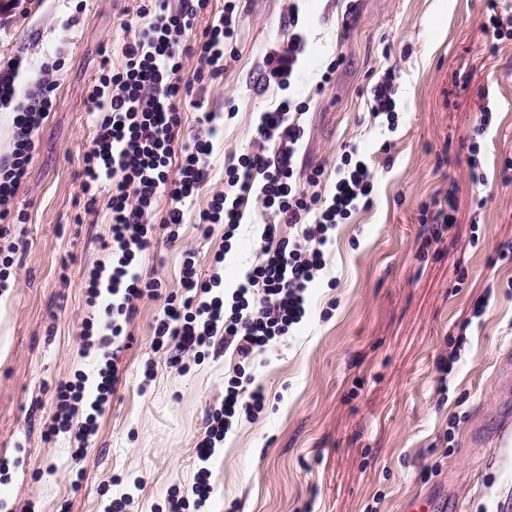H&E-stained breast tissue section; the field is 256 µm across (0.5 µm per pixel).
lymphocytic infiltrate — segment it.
<instances>
[{
	"mask_svg": "<svg viewBox=\"0 0 512 512\" xmlns=\"http://www.w3.org/2000/svg\"><path fill=\"white\" fill-rule=\"evenodd\" d=\"M206 4L207 0H180L173 8L169 0H152L150 22L136 29L123 48V69L102 70L89 101L104 117L84 153L80 183L81 193L91 198L101 188L110 191L112 266L92 270L88 280L90 302L102 297L107 300L97 346L106 348L116 343L136 311V301L161 298L165 306L154 328L155 346L164 348L167 339H174L176 352L169 362L184 373L217 343L233 350L240 362L251 363L257 353L299 324L306 314L307 290L326 266L324 248L331 241L330 231L359 207L368 205L373 189L366 162L347 150L336 167L335 189L329 198L316 191L321 170H312L306 186H299L294 178L295 157L304 129L293 117L295 103L281 101L274 110L261 113L258 124L261 137L279 138L280 151L273 156L262 150L239 156L225 169L226 183L242 190L258 189L278 222L302 225L301 235L270 248L266 242L274 228L265 225L261 234L264 247L243 283L229 295L218 270L224 262L220 252L214 255L215 268L205 280L197 275L193 255H186L183 294L177 300L163 296L159 278L137 271V254L152 242L159 240L170 246L179 242L186 203L206 178L211 142L199 137L178 138L179 104L191 87L190 79L181 72L182 40L193 34L196 16ZM234 11V4L226 0L223 12L204 30L197 44L200 64L211 73L219 72L224 43L234 35ZM21 64V57H13L0 72V103L14 107L12 137L6 153L0 155V290L10 286L15 256L25 247L24 240L9 238L11 225L26 220L24 212L15 210L14 199L33 159L35 137L55 107L54 75L62 66L58 59L44 65L32 88L20 97L15 78ZM242 220L239 199L225 193L214 195L198 215L199 223L223 225L228 241L235 237ZM99 375L97 395L91 401L85 398V376L60 385L57 412L47 436L72 431L80 444H88L96 433L94 421L86 420L76 429L72 414L85 400L92 411H103L117 377L107 367L101 368ZM265 402L262 387L251 389L242 380H229L224 401L209 413L197 445L203 467L191 494L171 495L169 512H188L190 506L206 502L210 494L206 462L223 444L237 415L259 414Z\"/></svg>",
	"mask_w": 512,
	"mask_h": 512,
	"instance_id": "f902f5d3",
	"label": "lymphocytic infiltrate"
}]
</instances>
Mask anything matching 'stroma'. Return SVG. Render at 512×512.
<instances>
[{"label":"stroma","mask_w":512,"mask_h":512,"mask_svg":"<svg viewBox=\"0 0 512 512\" xmlns=\"http://www.w3.org/2000/svg\"><path fill=\"white\" fill-rule=\"evenodd\" d=\"M237 27L213 76L196 79V54L182 56L194 81L182 102L180 139L209 135L207 176L185 207L180 242L137 257L164 293L180 290L184 252L194 249L208 274L223 225L203 236L197 217L223 190L230 157L280 141L257 132L261 112L279 101L303 103L298 180L311 169L331 195L344 147H356L372 174L367 207L332 231L327 279L308 290L299 325L245 372L261 385L265 410L239 417L209 461L211 493L199 512H409L414 496L457 501L464 512H491L512 497L494 433L512 404V261L498 258L512 240V41L486 27L491 10L512 15V0H234ZM146 0H19L0 14V68L22 54L16 82L29 89L43 63L63 55L57 104L36 136L16 205L28 215L16 282L0 291V512H103L130 494L128 512H168V496L196 480L197 444L220 407L239 362L212 354L187 374L155 350L164 302L142 299L116 354L119 382L83 460L70 434L44 437L57 411L56 388L93 375L101 358L85 347L96 321L85 281L111 266L109 193L95 203L78 193L85 146L102 119L88 95L101 62L124 64L123 48L147 24ZM75 17L70 29L60 22ZM302 44L289 85L269 61L294 33ZM335 72H328V65ZM330 80H323V73ZM398 77L395 129L374 117L372 87ZM492 122L474 128L484 110ZM218 114L215 132L203 111ZM487 180L473 184L472 167ZM452 196L455 223H434ZM485 199L475 208V196ZM242 224L223 264L225 293L243 282L265 225L276 224L256 192L242 196ZM335 287H328V279ZM484 301L475 312L476 301ZM452 361L441 376L438 365Z\"/></svg>","instance_id":"1"}]
</instances>
